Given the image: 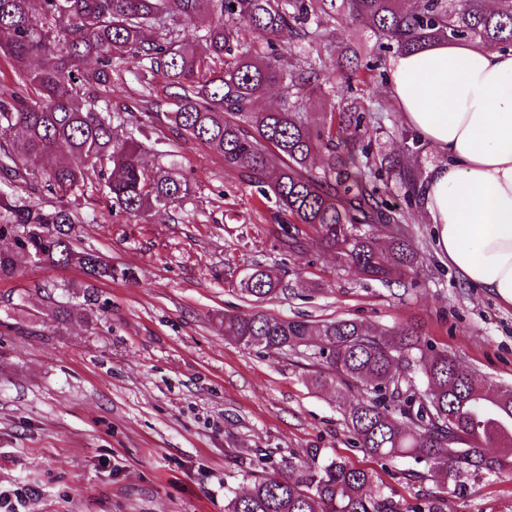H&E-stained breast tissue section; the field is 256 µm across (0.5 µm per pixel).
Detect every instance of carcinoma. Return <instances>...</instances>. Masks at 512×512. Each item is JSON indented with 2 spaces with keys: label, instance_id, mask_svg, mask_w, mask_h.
<instances>
[{
  "label": "carcinoma",
  "instance_id": "1",
  "mask_svg": "<svg viewBox=\"0 0 512 512\" xmlns=\"http://www.w3.org/2000/svg\"><path fill=\"white\" fill-rule=\"evenodd\" d=\"M0 0V58L13 74L0 81V177L8 183L42 176L43 189L60 204L46 208L0 187V238L16 251L56 266H78L94 280L117 271L101 255L78 245L81 223L69 194L92 170L105 180L112 208L130 216L182 207L190 196L185 180L143 165L141 141L157 125L176 137L210 145L249 183L274 198L279 224H305L319 243L348 266L386 284L401 283L419 256L400 224L404 212L380 193L373 179L382 169L395 175L404 196L416 193L414 171L393 157L369 165L371 122L385 106L371 97L331 90L329 117L311 125L300 100L323 92L325 80L306 57H286L287 39L318 50L321 20L368 25L378 52L361 64L353 49L337 62L346 87L360 67L379 70L387 55L456 41L512 49V0ZM246 24L260 48L244 47ZM191 27L195 44L185 41ZM91 58V73L81 64ZM134 60V77L153 93L166 79L172 112L151 100L135 117L137 135L114 137L112 124L125 116L112 109V74ZM272 83L284 95L278 110L258 112L255 101ZM286 159L272 169L268 156ZM322 154L323 171L309 168ZM391 229L389 251L366 228ZM244 291L265 300L282 288L253 266ZM224 335L247 348L293 352L314 360L312 384L334 382L360 396L344 403L354 444L387 462L410 459L427 468L440 491L425 493L406 512H444L445 493L459 483L498 474L512 458V389L467 373L446 350L436 349L418 325L383 333L348 318L312 324L263 313L224 315ZM504 449L493 455L488 448ZM244 494L228 491L224 512H400L372 474L310 448L306 457L281 458Z\"/></svg>",
  "mask_w": 512,
  "mask_h": 512
}]
</instances>
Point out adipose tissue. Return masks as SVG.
I'll list each match as a JSON object with an SVG mask.
<instances>
[{"label":"adipose tissue","mask_w":512,"mask_h":512,"mask_svg":"<svg viewBox=\"0 0 512 512\" xmlns=\"http://www.w3.org/2000/svg\"><path fill=\"white\" fill-rule=\"evenodd\" d=\"M390 67L392 101L441 158L419 192L440 251L512 305V50L444 42Z\"/></svg>","instance_id":"obj_1"}]
</instances>
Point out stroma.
<instances>
[{"label":"stroma","mask_w":512,"mask_h":512,"mask_svg":"<svg viewBox=\"0 0 512 512\" xmlns=\"http://www.w3.org/2000/svg\"><path fill=\"white\" fill-rule=\"evenodd\" d=\"M373 41L364 24L328 22L317 66L339 85L338 55ZM367 90L387 106L382 127L369 131L372 159L438 164L429 146L409 155L387 82ZM142 158L188 179L182 208L130 217L113 211L95 176L78 189L81 246L131 278L100 280L90 305L73 266L21 257L15 276L0 280V494L28 490L16 512H224L226 489L250 488L257 457L310 448L369 470L400 506L435 490L414 462L390 464L354 446L335 385H312L310 359L243 348L225 337L224 316L345 317L378 330L412 322L463 368L512 386V307L438 256L421 207L410 208L404 229L424 272L386 286L361 279L334 251H285L274 204L209 146L160 126ZM257 264L284 294L257 302L242 291ZM60 301L80 313L58 330ZM447 506L512 512V469L469 481Z\"/></svg>","instance_id":"stroma-1"}]
</instances>
